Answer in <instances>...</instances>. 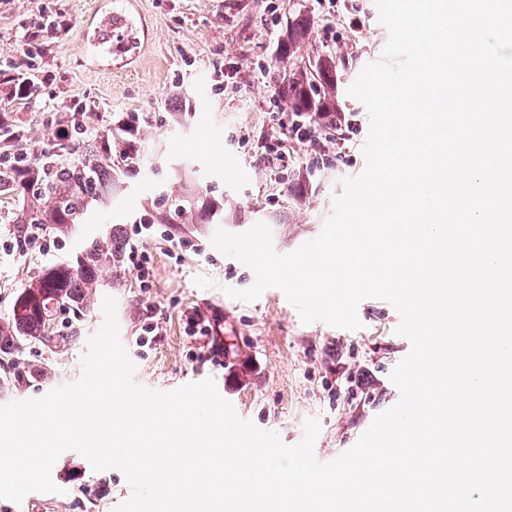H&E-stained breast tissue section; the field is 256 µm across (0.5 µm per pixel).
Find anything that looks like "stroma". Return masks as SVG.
<instances>
[{"label":"stroma","mask_w":512,"mask_h":512,"mask_svg":"<svg viewBox=\"0 0 512 512\" xmlns=\"http://www.w3.org/2000/svg\"><path fill=\"white\" fill-rule=\"evenodd\" d=\"M101 2L0 0V58L17 49L32 18L61 12L72 20L69 34L46 46L39 59L56 80L32 100L1 111L33 152L69 119L74 101L82 102L84 124L96 136L131 117L148 120L158 169L121 177L122 193L111 209L92 214L70 236L45 225L21 254L12 250L26 230L14 221L19 202L0 193V321L19 288L48 267L72 262L87 237L114 226L129 238L150 213L167 221L138 240L150 258L146 284L124 271L112 284L93 285L92 315L78 338L58 349L26 346L23 359L46 367L47 374L0 392V406L78 380L110 296L137 384L168 392L214 379L240 418L277 433L285 444H298L307 420H318L314 455L322 462L336 459L400 399L390 374L411 344L395 333L399 314L387 301L368 298L357 309L361 329L347 330L303 323L277 288L251 302L232 299L226 288L251 287L255 273L211 239L216 228L242 233L262 222L275 251L287 254L321 233L343 179L365 167L370 121L348 89L365 65L381 58L388 41L374 0H112L113 10L133 22L131 39L96 61L82 43V28ZM300 13L312 22L303 55L344 57L337 65L336 99L345 120L338 138L321 148L284 136L287 117L266 73L287 19ZM233 65L238 72L230 79ZM188 97L197 100L195 116L173 128L180 101ZM208 198L223 203L222 226L184 223L183 207ZM195 311L208 332H190L187 317ZM51 477L59 491L38 493L34 512H112L128 496L120 470L93 471L74 450L59 456Z\"/></svg>","instance_id":"stroma-1"}]
</instances>
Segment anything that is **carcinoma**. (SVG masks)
Listing matches in <instances>:
<instances>
[{
	"mask_svg": "<svg viewBox=\"0 0 512 512\" xmlns=\"http://www.w3.org/2000/svg\"><path fill=\"white\" fill-rule=\"evenodd\" d=\"M310 30V18L304 15L287 22L272 65L273 78L285 109L323 123L328 121L326 113L337 111L336 56L301 61L300 50ZM144 130L142 123L135 122L90 144L76 140L55 144L28 162L0 167V192L24 197L31 187L40 189V197L23 201L16 223L56 224L63 232H73L94 208L108 206L117 196L114 172L135 175L156 169ZM217 210L211 200L191 205L185 209L187 223L212 224ZM124 262V245L108 229L87 239L73 263L47 269L20 289L10 316L0 323V361L9 360L1 389H10L26 375L45 376L37 364L20 362L19 353L31 343L57 347L65 342L52 330L53 316L61 307L72 312L71 333L77 337L90 308L88 290L95 273L116 271Z\"/></svg>",
	"mask_w": 512,
	"mask_h": 512,
	"instance_id": "carcinoma-1",
	"label": "carcinoma"
}]
</instances>
